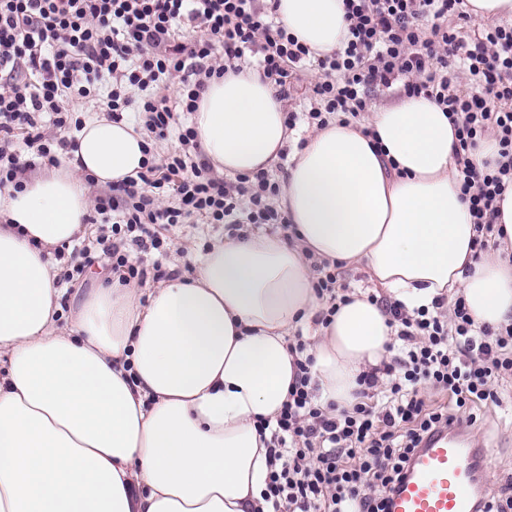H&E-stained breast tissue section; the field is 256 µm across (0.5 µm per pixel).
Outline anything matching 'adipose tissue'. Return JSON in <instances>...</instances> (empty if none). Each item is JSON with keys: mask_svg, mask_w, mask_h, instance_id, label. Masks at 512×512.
Here are the masks:
<instances>
[{"mask_svg": "<svg viewBox=\"0 0 512 512\" xmlns=\"http://www.w3.org/2000/svg\"><path fill=\"white\" fill-rule=\"evenodd\" d=\"M277 15L317 53L347 35L342 0H278ZM371 126L384 155L354 122L288 129L252 70L209 81L192 115L204 156L235 177L273 170L288 149L291 238L224 236L192 271L142 290L100 273L62 326L52 252L85 230L87 178L137 176L144 134L99 113L65 168L0 189V512H268L258 424L288 397L294 333L311 342L319 402L338 407L356 403L394 336L358 288L320 323L305 252L363 267L410 311L460 295L476 325L512 321V264L474 258L445 113L405 97Z\"/></svg>", "mask_w": 512, "mask_h": 512, "instance_id": "ef3b65f1", "label": "adipose tissue"}]
</instances>
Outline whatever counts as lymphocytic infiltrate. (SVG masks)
I'll list each match as a JSON object with an SVG mask.
<instances>
[{"mask_svg": "<svg viewBox=\"0 0 512 512\" xmlns=\"http://www.w3.org/2000/svg\"><path fill=\"white\" fill-rule=\"evenodd\" d=\"M277 0H0V188L22 189L37 164L54 165L69 130L71 103L92 100L113 122L134 114L147 159L138 179L94 199L111 215L110 234L83 246L87 265L106 258L128 283L162 278L172 242L160 224H223L289 230L279 206L283 183L266 171L232 179L205 160L190 125L209 80L255 69L278 100H292L299 72L319 73L297 122L324 129L330 117L369 125L371 95L422 97L447 112L456 136L454 168L477 231L476 255L499 248L494 222L512 187V24L486 21L463 33L465 0H343L347 38L315 54L287 33ZM192 37H185L183 27ZM176 89L169 97L168 89ZM36 150L20 161L17 135ZM176 137L177 149L156 152ZM498 153L485 169L469 159L480 140ZM378 302L395 330L388 355L363 373L351 408L321 406L310 360H295V380L267 443L270 473L262 498L272 512H388V495L429 435L450 422L474 425L476 409L498 405L512 385V322L475 326L463 297L436 298L413 311ZM430 385L435 399L421 393Z\"/></svg>", "mask_w": 512, "mask_h": 512, "instance_id": "lymphocytic-infiltrate-1", "label": "lymphocytic infiltrate"}]
</instances>
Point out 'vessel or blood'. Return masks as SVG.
Segmentation results:
<instances>
[{
  "label": "vessel or blood",
  "mask_w": 512,
  "mask_h": 512,
  "mask_svg": "<svg viewBox=\"0 0 512 512\" xmlns=\"http://www.w3.org/2000/svg\"><path fill=\"white\" fill-rule=\"evenodd\" d=\"M463 433L455 424L424 441L389 494L390 512H475L485 451L462 447Z\"/></svg>",
  "instance_id": "b4317fda"
}]
</instances>
